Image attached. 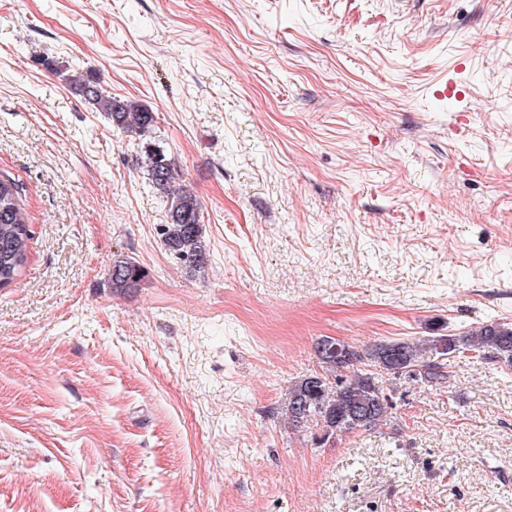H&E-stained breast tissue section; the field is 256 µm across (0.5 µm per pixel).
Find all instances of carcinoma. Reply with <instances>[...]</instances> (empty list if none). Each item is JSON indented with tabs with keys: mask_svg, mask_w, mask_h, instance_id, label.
<instances>
[{
	"mask_svg": "<svg viewBox=\"0 0 512 512\" xmlns=\"http://www.w3.org/2000/svg\"><path fill=\"white\" fill-rule=\"evenodd\" d=\"M71 89L117 128L144 135L156 123V115L142 104L105 93L91 75L68 78ZM141 163L148 179L167 202V223L160 225L164 245L191 274L205 271L207 249L201 208L196 196L178 186L179 173L166 151L151 142L143 145ZM21 189L15 179L0 175V288L14 282L27 261L32 230L23 213ZM146 271L130 258L112 263V291L124 294L141 287ZM378 362L386 373L403 376L428 386L447 382L448 358L464 351L480 358L512 365V327L490 323L468 336L440 334L415 341L398 340L380 344ZM377 347L357 350L332 337L317 342L321 372L294 381L281 403L280 414L288 428L299 430L315 424L321 431L319 443L371 430L386 420L390 405L373 372L363 368Z\"/></svg>",
	"mask_w": 512,
	"mask_h": 512,
	"instance_id": "1",
	"label": "carcinoma"
}]
</instances>
